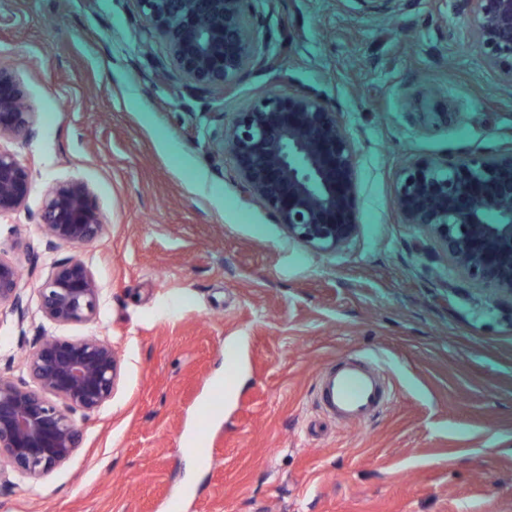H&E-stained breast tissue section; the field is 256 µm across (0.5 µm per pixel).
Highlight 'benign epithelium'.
I'll use <instances>...</instances> for the list:
<instances>
[{"mask_svg":"<svg viewBox=\"0 0 512 512\" xmlns=\"http://www.w3.org/2000/svg\"><path fill=\"white\" fill-rule=\"evenodd\" d=\"M488 63L512 83V0H462ZM149 32L168 45V65L194 92H227L246 70L276 61L254 47L245 0H137ZM33 130V112L7 66H0V142ZM219 155L229 154L253 199L288 226L290 236L338 248L356 233L354 147L336 113L315 91L269 90L224 123ZM31 188L29 171L0 146V216L16 211ZM394 192L407 224L421 227L458 269L512 296V149L448 160H412ZM50 246L83 248L103 230L91 189L52 187L39 217ZM20 271L0 257V306L22 303ZM103 288L80 258L54 264L37 289L47 322L90 323ZM20 376L0 373V487L35 481L66 464L86 418L112 400L118 360L99 336H41Z\"/></svg>","mask_w":512,"mask_h":512,"instance_id":"1","label":"benign epithelium"}]
</instances>
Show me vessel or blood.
Instances as JSON below:
<instances>
[{
	"mask_svg": "<svg viewBox=\"0 0 512 512\" xmlns=\"http://www.w3.org/2000/svg\"><path fill=\"white\" fill-rule=\"evenodd\" d=\"M322 410L340 422H360L376 413L384 398L379 375L368 362L350 357L320 376Z\"/></svg>",
	"mask_w": 512,
	"mask_h": 512,
	"instance_id": "1",
	"label": "vessel or blood"
}]
</instances>
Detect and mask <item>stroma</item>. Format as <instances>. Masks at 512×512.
<instances>
[{"label":"stroma","mask_w":512,"mask_h":512,"mask_svg":"<svg viewBox=\"0 0 512 512\" xmlns=\"http://www.w3.org/2000/svg\"><path fill=\"white\" fill-rule=\"evenodd\" d=\"M273 71L191 98L135 0H0V62L35 114L9 142L31 190L0 217L23 310L0 308V372L42 330L109 339L112 399L78 451L0 490V512H512V297L441 259L403 223L409 161L512 146V83L458 0H247ZM314 88L355 147V237L291 241L254 202L215 132L268 89ZM87 184L104 221L75 249L38 230L48 190ZM81 257L97 319L50 325L36 294ZM360 357L389 400L341 423L316 401Z\"/></svg>","instance_id":"35a3bbf8"}]
</instances>
